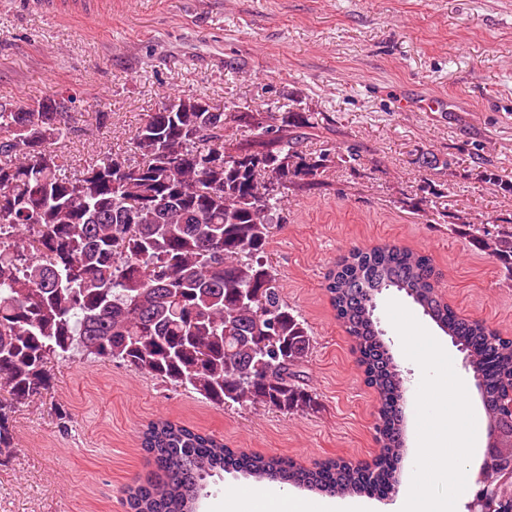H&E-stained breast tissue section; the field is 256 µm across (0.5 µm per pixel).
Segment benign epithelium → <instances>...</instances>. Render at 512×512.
<instances>
[{"label": "benign epithelium", "mask_w": 512, "mask_h": 512, "mask_svg": "<svg viewBox=\"0 0 512 512\" xmlns=\"http://www.w3.org/2000/svg\"><path fill=\"white\" fill-rule=\"evenodd\" d=\"M477 491L470 502L472 512H499L498 504L512 494V467H504L498 444V431L487 429L486 446L478 467Z\"/></svg>", "instance_id": "1"}]
</instances>
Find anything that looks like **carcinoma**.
Masks as SVG:
<instances>
[{
	"mask_svg": "<svg viewBox=\"0 0 512 512\" xmlns=\"http://www.w3.org/2000/svg\"><path fill=\"white\" fill-rule=\"evenodd\" d=\"M37 107L0 103V390L8 394L0 451L14 444V406L49 389L48 363L76 353L218 405L314 410L297 371L311 337L263 255L289 193L322 185L332 164L358 163V150L304 151L313 110L220 112L181 94L136 129L131 153L71 169L60 147L71 113L51 111L49 95ZM243 128L246 139H224ZM446 218L512 281V220L491 230L462 210ZM387 288L467 352L487 423L511 436L512 338L458 313L438 292L429 256L394 243L355 246L329 270L325 290L378 396L375 462L308 469L160 418L142 433L156 474L129 490L132 512H191L192 495L217 470L314 493H391L404 452V382L374 318Z\"/></svg>",
	"mask_w": 512,
	"mask_h": 512,
	"instance_id": "cac0c4a2",
	"label": "carcinoma"
}]
</instances>
